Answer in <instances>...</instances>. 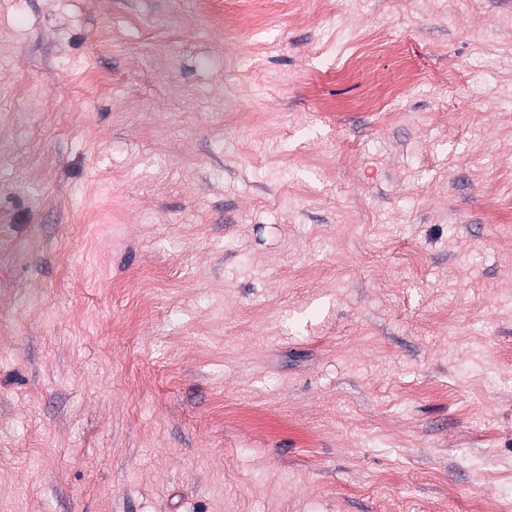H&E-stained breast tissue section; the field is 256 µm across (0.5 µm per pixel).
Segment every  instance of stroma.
<instances>
[{
  "mask_svg": "<svg viewBox=\"0 0 512 512\" xmlns=\"http://www.w3.org/2000/svg\"><path fill=\"white\" fill-rule=\"evenodd\" d=\"M512 0H0V512H512Z\"/></svg>",
  "mask_w": 512,
  "mask_h": 512,
  "instance_id": "1",
  "label": "stroma"
}]
</instances>
